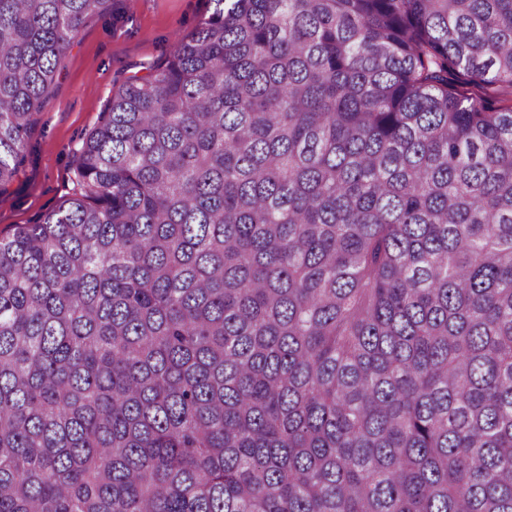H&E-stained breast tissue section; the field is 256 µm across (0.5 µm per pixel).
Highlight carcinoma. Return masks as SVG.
Masks as SVG:
<instances>
[{"mask_svg":"<svg viewBox=\"0 0 512 512\" xmlns=\"http://www.w3.org/2000/svg\"><path fill=\"white\" fill-rule=\"evenodd\" d=\"M0 236V512H512V0H214ZM111 0H0V190Z\"/></svg>","mask_w":512,"mask_h":512,"instance_id":"obj_1","label":"carcinoma"}]
</instances>
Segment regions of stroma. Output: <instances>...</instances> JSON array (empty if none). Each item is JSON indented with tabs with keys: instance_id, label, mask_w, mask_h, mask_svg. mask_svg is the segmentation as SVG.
<instances>
[{
	"instance_id": "1",
	"label": "stroma",
	"mask_w": 512,
	"mask_h": 512,
	"mask_svg": "<svg viewBox=\"0 0 512 512\" xmlns=\"http://www.w3.org/2000/svg\"><path fill=\"white\" fill-rule=\"evenodd\" d=\"M213 9L212 0H112L106 15L80 28L36 116L22 170L0 194L1 235L80 193L79 150L111 92L166 58Z\"/></svg>"
}]
</instances>
